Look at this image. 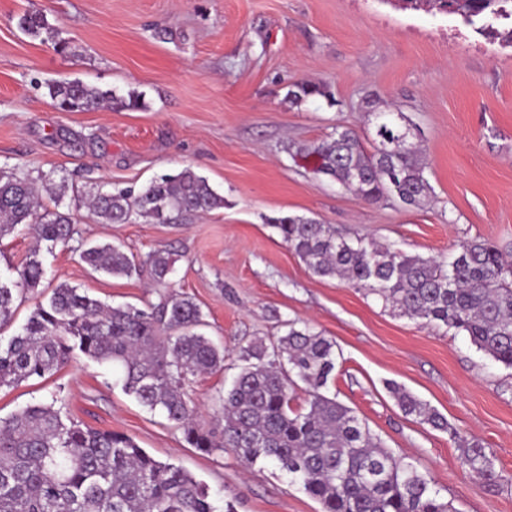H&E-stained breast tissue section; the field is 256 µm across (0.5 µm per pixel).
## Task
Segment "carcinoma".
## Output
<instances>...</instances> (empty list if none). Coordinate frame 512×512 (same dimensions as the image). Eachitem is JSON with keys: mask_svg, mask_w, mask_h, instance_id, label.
<instances>
[{"mask_svg": "<svg viewBox=\"0 0 512 512\" xmlns=\"http://www.w3.org/2000/svg\"><path fill=\"white\" fill-rule=\"evenodd\" d=\"M404 7L438 9L485 27L512 13V0H401ZM20 29L43 42L59 43L57 29L41 13L20 18ZM57 106L91 111L106 103L141 106L133 92L119 97L79 81L49 85ZM320 96L333 100L323 83L300 82L287 100L299 106ZM373 151L358 135L338 126L325 138L299 147L313 171L368 202L419 207L432 187L410 120L389 106L370 110ZM105 224H125L137 213L169 223L224 206L206 178L190 168L151 181L139 192H101L89 203ZM30 225L39 242L69 244L75 229L68 216L38 212L36 191L26 178L0 170V238ZM284 242L321 278L338 279L382 301L400 316L469 336L477 350L512 368V261L494 243L479 238L442 259L423 257L390 244L346 238L330 224L286 216L274 220ZM79 258L95 272L130 277L146 271L165 283L174 260L153 251L136 259L112 244L84 247ZM18 280L0 281V325L11 320L20 285L33 290L44 277L32 253ZM146 308L112 307L59 282L51 286L22 331L0 343V388L16 387L66 365L75 352L119 369L124 392L149 411H160L203 453L230 451L240 460L270 463L321 505V512H452L431 480L395 456L349 407L326 395L336 378L335 343L320 332L288 321V331L266 342L240 347L239 372L219 397L216 433L196 421L188 393L193 379L224 369V347L198 332L204 326L188 296L157 292ZM304 406L293 408L298 383ZM388 392L407 416L449 434L460 450L459 466L485 482H496L494 456L396 382ZM60 399L28 405L0 418V512H216L202 483L189 472L160 461L124 433L79 424L63 414Z\"/></svg>", "mask_w": 512, "mask_h": 512, "instance_id": "obj_1", "label": "carcinoma"}]
</instances>
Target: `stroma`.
<instances>
[{"label":"stroma","mask_w":512,"mask_h":512,"mask_svg":"<svg viewBox=\"0 0 512 512\" xmlns=\"http://www.w3.org/2000/svg\"><path fill=\"white\" fill-rule=\"evenodd\" d=\"M41 12L66 44L26 35ZM78 80L137 109L57 108L54 82ZM330 87L294 106L293 83ZM404 112L421 132L432 199L407 209L368 202L315 174L298 146L336 126L370 144L365 99ZM0 168L34 181L47 208L70 215L69 245L42 250L47 286L17 293L7 339L65 281L112 306L156 301L148 276L108 277L80 261L83 244L112 243L145 258L169 250L172 291L191 297L205 332L226 350L221 371L197 377L199 419L215 427L214 401L230 386L240 345L283 334L293 320L335 341L342 362L329 392L354 409L395 455L433 480L455 512H512V369L461 333L421 325L343 282L313 275L270 220L304 216L346 237L410 254L445 257L475 237L512 246V47H466L448 17L388 0H0ZM189 168L223 207L169 224L132 217L100 223L85 201ZM35 241L25 228L0 239V278ZM394 381L493 452L487 483L459 467L447 433L406 416L386 389ZM59 396L69 416L130 435L155 458L191 472L216 506L234 512H320V504L267 463L244 467L229 452L191 448L181 430L140 406L112 368L76 356L52 375L0 389V418Z\"/></svg>","instance_id":"35a3bbf8"}]
</instances>
